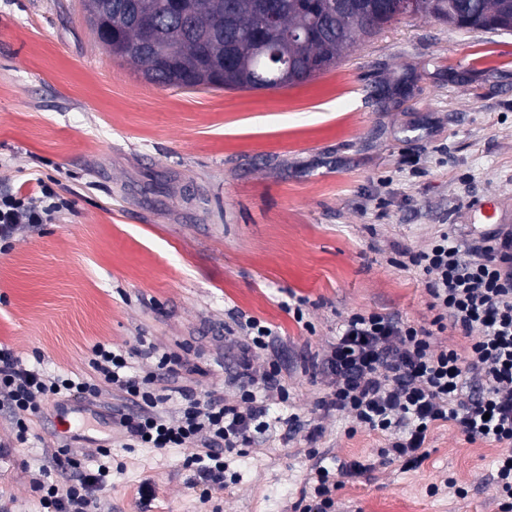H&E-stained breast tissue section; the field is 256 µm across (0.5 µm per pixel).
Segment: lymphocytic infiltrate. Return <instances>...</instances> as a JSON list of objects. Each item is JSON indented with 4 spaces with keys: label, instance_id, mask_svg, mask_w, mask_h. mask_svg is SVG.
<instances>
[{
    "label": "lymphocytic infiltrate",
    "instance_id": "obj_1",
    "mask_svg": "<svg viewBox=\"0 0 512 512\" xmlns=\"http://www.w3.org/2000/svg\"><path fill=\"white\" fill-rule=\"evenodd\" d=\"M71 202L54 180L35 179L32 187L17 184L0 192V253L18 233L53 223ZM408 264L424 278L425 289L439 314L433 328L373 311L351 315L336 341L314 358L313 368L330 380L320 402L324 413H344L356 426L388 435L383 456L419 466L427 457L429 429L454 423L468 440L512 445V228L500 225L484 234L481 244H455L440 233L425 250L407 255ZM247 341L235 369L226 378L239 396L235 406L218 392L179 387L176 415L166 416L159 404L167 394L159 379L172 380L182 359L173 353L143 350L155 368L145 375L129 373L130 354L122 345H93L88 365L91 377L47 376L27 368L13 351L0 345V403L15 414V445L22 448L32 435V422L65 399L94 400L103 387L118 390L136 409L121 417L125 438L148 448H186L184 461L196 484L224 489V453L249 446L255 434L267 431L264 403L287 400L277 361L255 374L250 352L273 347L278 333L250 317L240 323ZM459 329L470 336L466 352L434 346V330ZM56 468L72 473L71 484L50 481L41 472L31 481L43 512H99L102 496L112 485L108 468H86L82 461L58 449ZM366 469L355 461L330 470L313 463L314 494L300 498L294 512H332V493L342 476L357 477Z\"/></svg>",
    "mask_w": 512,
    "mask_h": 512
}]
</instances>
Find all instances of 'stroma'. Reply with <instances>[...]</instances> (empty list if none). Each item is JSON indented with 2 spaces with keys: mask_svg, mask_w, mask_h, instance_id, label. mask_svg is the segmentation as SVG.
Returning <instances> with one entry per match:
<instances>
[{
  "mask_svg": "<svg viewBox=\"0 0 512 512\" xmlns=\"http://www.w3.org/2000/svg\"><path fill=\"white\" fill-rule=\"evenodd\" d=\"M33 174L59 179L73 207L0 254L1 344L79 378L99 341L188 344L184 384L232 404L242 312L276 327L254 365L278 360L290 398L269 403L258 442L225 453L234 481L205 504L186 449L126 447L118 392L69 428L48 411L28 447L0 460V512H41L31 478L61 445L110 467L102 512H293L312 447L326 466H369L342 478L335 512H496L495 461L511 447L444 422L420 466L382 460L386 435L318 411L328 385L311 359L355 313L431 326L437 312L400 252L449 226L476 238L472 207L487 200L512 225V34L405 19L302 84L182 91L95 41L81 0H0V190ZM299 296L300 323L285 308ZM293 413L317 439L288 434ZM104 442L111 456L90 457Z\"/></svg>",
  "mask_w": 512,
  "mask_h": 512,
  "instance_id": "1",
  "label": "stroma"
}]
</instances>
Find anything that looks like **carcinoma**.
Instances as JSON below:
<instances>
[{
    "label": "carcinoma",
    "mask_w": 512,
    "mask_h": 512,
    "mask_svg": "<svg viewBox=\"0 0 512 512\" xmlns=\"http://www.w3.org/2000/svg\"><path fill=\"white\" fill-rule=\"evenodd\" d=\"M141 0H98L100 21L90 25L96 38L116 58L131 63L142 77L159 86L225 90H261L258 76L275 78L288 57V85L303 83L337 67L361 41L379 35L401 15L379 11V0H279L284 30L302 26L317 11L320 20L304 39L270 47L272 56H256L254 35L260 28L262 0H184L186 23L179 24L160 5L155 22L162 36L154 48L137 49ZM409 16L434 19L457 29L512 32V0H418Z\"/></svg>",
    "instance_id": "carcinoma-1"
}]
</instances>
